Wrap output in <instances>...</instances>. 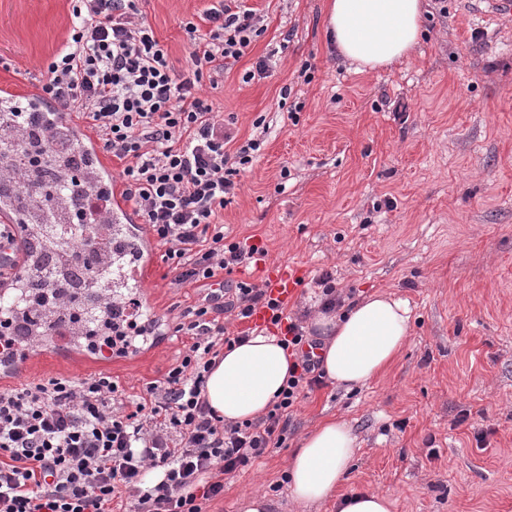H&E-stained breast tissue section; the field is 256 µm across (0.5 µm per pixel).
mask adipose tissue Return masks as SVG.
I'll list each match as a JSON object with an SVG mask.
<instances>
[{
    "label": "adipose tissue",
    "mask_w": 512,
    "mask_h": 512,
    "mask_svg": "<svg viewBox=\"0 0 512 512\" xmlns=\"http://www.w3.org/2000/svg\"><path fill=\"white\" fill-rule=\"evenodd\" d=\"M327 31L339 56L359 70L408 59L423 29V0H328ZM312 326L323 339L322 368L338 386L353 389L380 375L411 336L409 308L379 291L339 313L316 312ZM294 359L278 337L258 334L225 350L203 395L225 421L265 414L288 379ZM350 424L332 417L303 435L288 460L290 496L306 512L332 499L354 460Z\"/></svg>",
    "instance_id": "1"
}]
</instances>
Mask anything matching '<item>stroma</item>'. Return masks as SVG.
Segmentation results:
<instances>
[{
  "label": "stroma",
  "instance_id": "35a3bbf8",
  "mask_svg": "<svg viewBox=\"0 0 512 512\" xmlns=\"http://www.w3.org/2000/svg\"><path fill=\"white\" fill-rule=\"evenodd\" d=\"M325 3L244 0L264 31L203 87L235 146L256 136L257 119L268 127L219 213L228 238L265 255L230 279L259 284L279 264L301 268L287 305L300 317L318 309L316 281L328 272L342 300H405L412 334L366 387L309 391L284 443L228 475L205 510L236 512L241 495L261 491L274 512H302L281 478L300 436L335 416L358 438L340 495L380 493L393 512H512V15L485 16L479 0H425L414 55L361 72L327 40ZM213 5L140 0L179 69L191 62L183 23L208 31ZM70 11L69 0H0V82L39 85ZM138 286L165 338L102 367L133 397L190 344L177 326L206 293L176 284L160 260L141 267Z\"/></svg>",
  "mask_w": 512,
  "mask_h": 512
}]
</instances>
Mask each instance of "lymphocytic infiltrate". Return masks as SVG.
<instances>
[{"label":"lymphocytic infiltrate","mask_w":512,"mask_h":512,"mask_svg":"<svg viewBox=\"0 0 512 512\" xmlns=\"http://www.w3.org/2000/svg\"><path fill=\"white\" fill-rule=\"evenodd\" d=\"M72 26L63 49L40 83L51 103L75 108L88 120L107 155L123 159L124 196L135 216L162 246L163 262L181 284L206 282L233 272L258 254L254 245L226 240L218 213L235 189V176L252 163L261 139L235 153L233 135L218 120L200 89L229 62L239 60L263 31L262 19L244 5L222 0L210 9L212 24L200 33L186 23L193 48L188 67L175 69L167 49L137 0H73ZM28 118L11 108L0 136L13 149L0 157V178L28 187L29 173L46 159L63 167L41 193L60 200L72 193L79 206L72 225L94 231L73 244L75 256H104L112 222V193L97 173L69 164L64 128H39L40 150L27 151ZM100 287L98 314L88 352L121 358L153 340L159 324L143 317L137 298ZM231 300L222 291L186 313L182 328L194 341L164 381L151 382L128 400L110 375L51 377L0 388V512H112L123 494L135 496L134 512H203V502L224 493V478L282 445L288 422L304 392L319 386V363L306 351L303 322L256 284L236 283ZM270 310L285 324L283 345L297 361L268 412L254 421L225 422L206 401V377L223 349L246 341L228 335L218 313L248 318ZM82 312L54 281H43L28 311L0 313V356L17 355V337L36 343L72 333Z\"/></svg>","instance_id":"1"}]
</instances>
